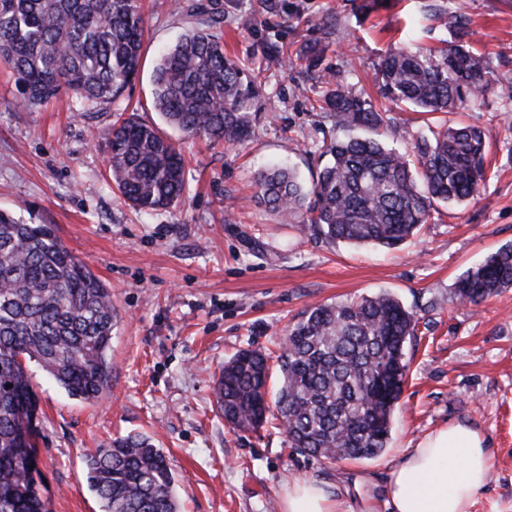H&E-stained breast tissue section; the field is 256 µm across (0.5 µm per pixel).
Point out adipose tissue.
Segmentation results:
<instances>
[{
    "label": "adipose tissue",
    "mask_w": 512,
    "mask_h": 512,
    "mask_svg": "<svg viewBox=\"0 0 512 512\" xmlns=\"http://www.w3.org/2000/svg\"><path fill=\"white\" fill-rule=\"evenodd\" d=\"M491 454L482 432L466 423L439 429L408 449L389 475L386 512H468L484 487ZM283 512H344L317 481L289 484Z\"/></svg>",
    "instance_id": "obj_1"
}]
</instances>
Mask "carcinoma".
<instances>
[{
  "label": "carcinoma",
  "mask_w": 512,
  "mask_h": 512,
  "mask_svg": "<svg viewBox=\"0 0 512 512\" xmlns=\"http://www.w3.org/2000/svg\"><path fill=\"white\" fill-rule=\"evenodd\" d=\"M141 0H0V59L25 98L64 91L89 101L120 96L139 71ZM487 60L456 43L447 50L399 47L377 65L376 111L364 91L336 83L319 109L331 123L319 156L330 160L307 189L290 169L262 172L256 198L307 235L355 246L397 248L428 223L434 203H462L485 182L482 131L446 122L414 135L413 156L386 146L402 107L453 112L487 87ZM152 94L165 124L192 139L238 143L263 109L256 78L224 53L218 35H182L154 66ZM112 181L136 209L168 207L185 189L180 143L130 114L107 134ZM512 287V247L491 254L453 284L476 304ZM117 314L102 281L51 224L0 213V512H46L35 444L38 396L30 365L68 395L93 402L109 386ZM415 319L389 294L316 304L288 327L275 402L291 447L329 461L362 460L387 446L409 370ZM266 356L238 351L220 371L218 405L229 425L256 430L269 406ZM102 512H177L174 476L146 435L112 440L85 456Z\"/></svg>",
  "instance_id": "carcinoma-1"
}]
</instances>
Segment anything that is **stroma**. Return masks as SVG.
Listing matches in <instances>:
<instances>
[{"label":"stroma","instance_id":"obj_1","mask_svg":"<svg viewBox=\"0 0 512 512\" xmlns=\"http://www.w3.org/2000/svg\"><path fill=\"white\" fill-rule=\"evenodd\" d=\"M144 0L140 71L122 96L86 101L61 93L28 103L0 61V212L51 224L112 293L118 322L112 379L100 400L69 396L41 370L37 439L48 512H101L84 455L113 438L150 436L169 461L180 512H281L288 484L313 479L346 512H384L390 471L408 448L457 422L478 427L493 455L468 512H512V288L477 304L451 299L456 279L512 246V0ZM488 60V89L448 113L481 128L487 178L464 203L436 204L429 224L396 249L330 243L258 204V172L293 169L311 185L329 122L317 106L321 69L373 89L375 66L395 47L440 48L449 21ZM207 25L257 75L265 106L234 145L183 138L186 188L174 205L140 212L108 175L105 136L128 114L160 125L151 94L159 55ZM323 50L320 70L297 54ZM287 50L290 66L269 64ZM388 293L416 319L410 369L384 451L329 462L291 448L275 419L255 431L227 425L214 382L241 349L269 357V395L288 326L309 306Z\"/></svg>","mask_w":512,"mask_h":512}]
</instances>
